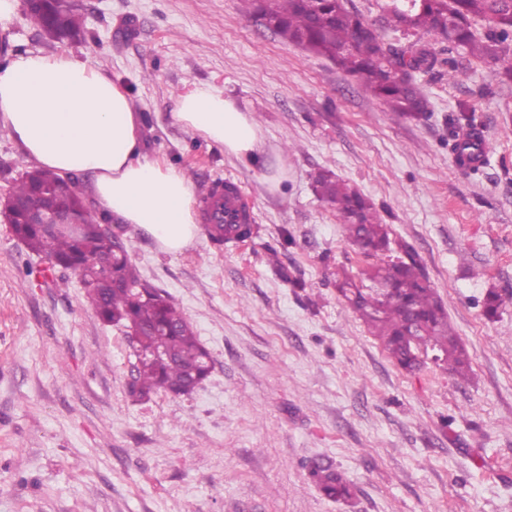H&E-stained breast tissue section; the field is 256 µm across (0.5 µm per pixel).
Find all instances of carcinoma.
<instances>
[{
    "mask_svg": "<svg viewBox=\"0 0 512 512\" xmlns=\"http://www.w3.org/2000/svg\"><path fill=\"white\" fill-rule=\"evenodd\" d=\"M260 25L296 47L332 61L356 77L362 90L382 99L392 111L420 119L429 100L417 83L420 74L453 79L464 70L462 60H492L498 75L512 83V0H382L384 22L403 33L399 45L384 42L377 28L349 10L345 0H239ZM484 21V34L474 31ZM48 21L59 33L80 36L83 19L76 9L56 10ZM452 150L471 160L479 157L482 132L473 111L460 109L451 119ZM58 176L46 169L23 175L11 197L29 198L40 183L42 208L81 211L82 236L73 239L39 224H16L15 235L27 248L78 276L100 318L136 333V375L132 393L140 398L158 391L173 395L193 392L210 371L209 353L187 317L167 297L141 285L129 251L100 238L98 221L71 190L55 186ZM315 191L340 217L348 241L372 260L371 286L344 283L341 292L397 364L415 370L420 355L430 351L460 378L470 361L448 324V315L414 254L387 258L390 238L376 221L372 203L357 189L328 171L318 173ZM207 233L221 242L251 234L249 224H210ZM310 476L321 491L337 501L353 496L351 484L329 462L312 467Z\"/></svg>",
    "mask_w": 512,
    "mask_h": 512,
    "instance_id": "carcinoma-1",
    "label": "carcinoma"
}]
</instances>
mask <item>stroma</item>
I'll list each match as a JSON object with an SVG mask.
<instances>
[{
	"label": "stroma",
	"mask_w": 512,
	"mask_h": 512,
	"mask_svg": "<svg viewBox=\"0 0 512 512\" xmlns=\"http://www.w3.org/2000/svg\"><path fill=\"white\" fill-rule=\"evenodd\" d=\"M76 2L80 40L45 38L20 9L0 25V59L42 51L107 72L143 116L147 154L199 188L231 177L257 232L221 247L202 233L172 255L114 225L213 359L191 394L139 400L124 328L0 221V512H512V84L496 65L418 76L432 111L407 120L238 0ZM192 85L252 115L263 160L176 122L174 97ZM461 102L488 146L475 174L448 145ZM31 168L0 129V202ZM322 171L369 198L393 256L415 254L469 356L466 378L429 358L403 370L342 296L370 261L317 197ZM322 461L351 483L350 502L310 479Z\"/></svg>",
	"instance_id": "obj_1"
}]
</instances>
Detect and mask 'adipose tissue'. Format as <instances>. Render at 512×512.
I'll list each match as a JSON object with an SVG mask.
<instances>
[{"instance_id":"adipose-tissue-1","label":"adipose tissue","mask_w":512,"mask_h":512,"mask_svg":"<svg viewBox=\"0 0 512 512\" xmlns=\"http://www.w3.org/2000/svg\"><path fill=\"white\" fill-rule=\"evenodd\" d=\"M173 117L226 154L253 160L264 151L261 128L214 87L182 90ZM0 127L27 160L62 177H88L94 211L133 225L163 251L183 252L198 238L193 182L145 153L139 114L102 70L64 54L7 56L0 60Z\"/></svg>"}]
</instances>
